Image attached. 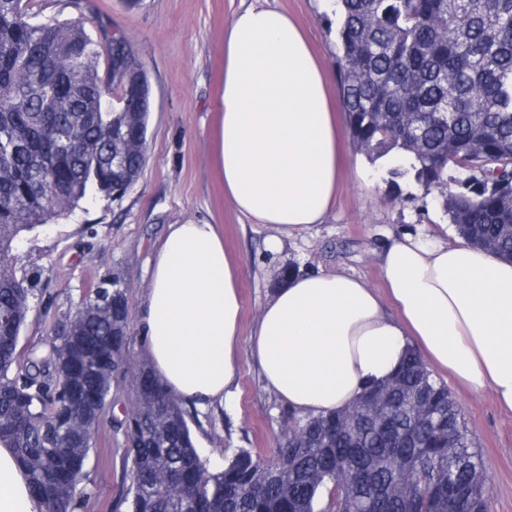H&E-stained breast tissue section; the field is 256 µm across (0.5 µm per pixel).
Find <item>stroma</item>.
I'll use <instances>...</instances> for the list:
<instances>
[{
	"label": "stroma",
	"instance_id": "stroma-1",
	"mask_svg": "<svg viewBox=\"0 0 512 512\" xmlns=\"http://www.w3.org/2000/svg\"><path fill=\"white\" fill-rule=\"evenodd\" d=\"M253 0H87L86 28L120 34L144 66L152 90L148 158L138 181L121 197L96 196L72 213L24 233L10 256L18 278L31 290L30 312L20 336L22 349L44 348L55 328L72 317L90 286L120 272L129 302L128 345L136 361L145 355L140 336L142 297L150 261L169 225L187 218L221 226L224 244L240 262L241 335L249 337L261 305L282 269L341 268L382 288L376 254L410 224H441L437 198L423 196L409 180L392 184L387 171L366 169L349 147L336 205L324 223L297 233L285 248H267L269 229L240 223L224 197L214 164L216 104L224 74V26ZM285 11L309 36L336 85L338 45L331 0H266ZM447 385L488 477L490 512H512V414L490 393L474 395L449 373ZM238 394L232 405L186 406L195 446L211 467L224 463V449L250 448L268 457L277 448L289 408L265 386L249 356L239 362ZM130 399L129 379L112 381V403L95 434L80 486L81 512H127L131 486L118 419Z\"/></svg>",
	"mask_w": 512,
	"mask_h": 512
}]
</instances>
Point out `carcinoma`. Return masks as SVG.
I'll return each mask as SVG.
<instances>
[{
  "label": "carcinoma",
  "instance_id": "cac0c4a2",
  "mask_svg": "<svg viewBox=\"0 0 512 512\" xmlns=\"http://www.w3.org/2000/svg\"><path fill=\"white\" fill-rule=\"evenodd\" d=\"M29 0H0V443L13 449L44 512H77L93 434L129 375L118 422L131 463L128 512H488L482 457L448 387L411 352L395 379L346 411L292 414L266 459L249 448L212 470L181 402L132 364L126 289L88 292L45 353L19 349L30 290L3 260L20 234L92 195L127 190L112 133L146 134L147 79L125 48L78 16L39 22ZM336 73L348 132L391 179L437 193L472 244L512 259V0H336ZM125 106L112 108L113 86ZM147 146L128 155L140 173ZM382 394L388 421H374Z\"/></svg>",
  "mask_w": 512,
  "mask_h": 512
}]
</instances>
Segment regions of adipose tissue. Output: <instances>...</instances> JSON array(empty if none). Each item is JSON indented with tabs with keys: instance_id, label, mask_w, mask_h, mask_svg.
Masks as SVG:
<instances>
[{
	"instance_id": "obj_1",
	"label": "adipose tissue",
	"mask_w": 512,
	"mask_h": 512,
	"mask_svg": "<svg viewBox=\"0 0 512 512\" xmlns=\"http://www.w3.org/2000/svg\"><path fill=\"white\" fill-rule=\"evenodd\" d=\"M216 163L224 195L269 225L270 251L323 223L347 149L302 29L282 10L252 5L224 29V89ZM384 290L343 270L277 281L242 341L240 267L217 225H170L157 248L140 318L145 354L167 392L203 406L230 401L250 354L267 387L302 415L352 406L395 374L407 349L512 411V260L413 224L377 255ZM0 512H42L11 448L0 444Z\"/></svg>"
}]
</instances>
